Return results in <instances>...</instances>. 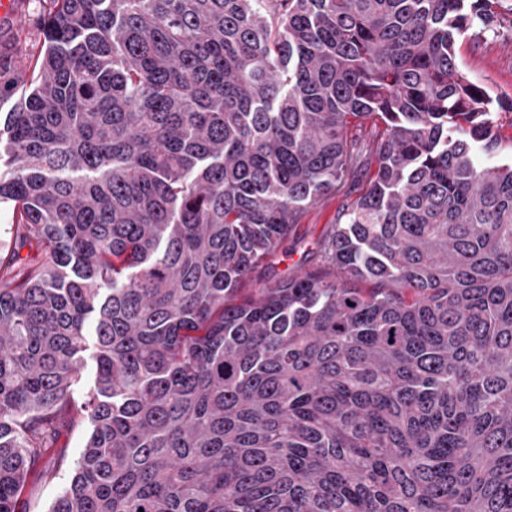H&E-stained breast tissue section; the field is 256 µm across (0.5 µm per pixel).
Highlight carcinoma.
Listing matches in <instances>:
<instances>
[{
    "instance_id": "1",
    "label": "carcinoma",
    "mask_w": 512,
    "mask_h": 512,
    "mask_svg": "<svg viewBox=\"0 0 512 512\" xmlns=\"http://www.w3.org/2000/svg\"><path fill=\"white\" fill-rule=\"evenodd\" d=\"M38 3L0 23V512L90 335L49 512H512V162L456 54L512 3ZM346 198L339 193L327 196L316 205L310 207L303 215L297 233L286 241L282 249L288 245V254L281 252L276 265L279 277L291 274L303 258L309 255V265L319 259L317 243L325 233L328 224H334L345 208Z\"/></svg>"
}]
</instances>
